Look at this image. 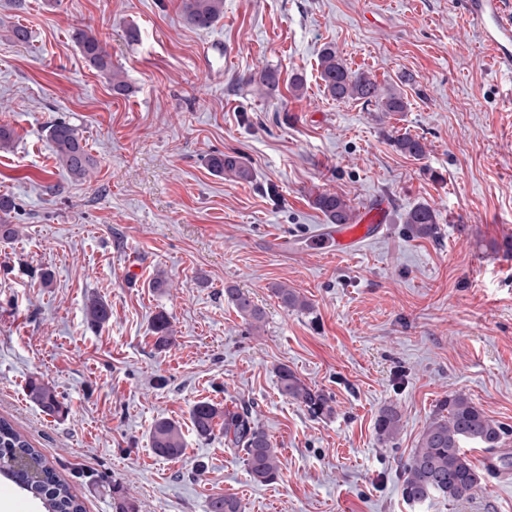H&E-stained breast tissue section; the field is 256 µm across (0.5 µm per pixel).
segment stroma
<instances>
[{"label":"stroma","instance_id":"obj_1","mask_svg":"<svg viewBox=\"0 0 512 512\" xmlns=\"http://www.w3.org/2000/svg\"><path fill=\"white\" fill-rule=\"evenodd\" d=\"M180 0H0V196L19 231L0 240V417L38 448L86 512H512V473L467 497L404 500L402 467L442 399L466 392L512 449V73L485 49L460 0H224L212 27L189 24ZM25 26L28 43L13 40ZM86 27L131 87L112 91L70 38ZM221 45L205 66L204 44ZM399 90L406 111L327 95L318 58ZM279 72L276 90L250 82ZM302 76L304 88L290 83ZM75 124L97 165L74 182L47 127ZM422 137L423 159L391 134ZM240 154L248 182L215 174L211 156ZM330 192L363 211L392 210L382 237L346 258L311 250ZM439 212L433 238L406 212ZM294 241L281 252L273 237ZM137 275H129V266ZM51 282H43V273ZM166 287H154L156 278ZM285 283L309 310L274 296ZM265 312L252 330L224 289ZM104 301L108 322L86 318ZM173 329L157 347L156 314ZM288 366L331 396L310 416L278 392ZM37 377L65 415L27 395ZM247 407L279 451L281 473L251 481L222 427L199 438L191 409ZM401 416L379 441L384 407ZM167 419L185 451L157 456ZM400 415L394 407H386L381 410L376 421V433L383 443L394 441L400 432Z\"/></svg>","mask_w":512,"mask_h":512}]
</instances>
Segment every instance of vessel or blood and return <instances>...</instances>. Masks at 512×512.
Segmentation results:
<instances>
[{
    "instance_id": "vessel-or-blood-1",
    "label": "vessel or blood",
    "mask_w": 512,
    "mask_h": 512,
    "mask_svg": "<svg viewBox=\"0 0 512 512\" xmlns=\"http://www.w3.org/2000/svg\"><path fill=\"white\" fill-rule=\"evenodd\" d=\"M469 19L481 31L483 42L501 69L512 73V10L505 0H465ZM389 199L376 198L355 224L321 226L311 242L314 251L354 254L362 244L379 238L386 228Z\"/></svg>"
}]
</instances>
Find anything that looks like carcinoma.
I'll list each match as a JSON object with an SVG mask.
<instances>
[{
  "label": "carcinoma",
  "mask_w": 512,
  "mask_h": 512,
  "mask_svg": "<svg viewBox=\"0 0 512 512\" xmlns=\"http://www.w3.org/2000/svg\"><path fill=\"white\" fill-rule=\"evenodd\" d=\"M181 10L187 21L197 28H209L224 15V0H181ZM71 39L90 66L106 75L112 91L124 95L129 85L121 72L112 69V61L102 40L89 28L76 27ZM320 76L327 93L336 100H361L364 105L375 104L383 112H403L407 102L396 89L380 88L368 74L350 70L336 54L327 47L318 59ZM249 81L270 89L278 85L276 70L265 68L250 75ZM48 138L54 155L62 169L75 181L84 180L96 166L95 160L86 150L76 126L65 120H56L48 126ZM396 150L413 159H421L426 153L422 138L407 132L392 139ZM210 168L233 179H251V169L236 153L217 154L210 159ZM313 204L331 224H353L356 220L354 208L334 193H319ZM407 229L417 237H433L438 233V213L431 206L421 203L412 207L405 216ZM273 293L281 303L293 311H305L309 303L297 291L279 284ZM227 296L238 313L255 328H260L264 310L239 288H226ZM91 323L101 325L109 320L106 304L91 300L87 305ZM156 343L166 346L171 342V323L162 313L156 315L152 324ZM278 387L282 396L303 406L313 416L330 410L331 398L324 392L310 387L295 372L283 366L278 371ZM28 395L44 410L63 412L54 388L32 379L28 383ZM223 418L224 437L232 449L244 455L251 479L260 484L272 483L279 477L280 459L268 435L251 420V412L244 408L219 410L208 401L196 403L191 418L197 434L208 437L212 434L217 418ZM401 429L398 411L389 406L381 410L376 421V433L383 443L394 441ZM505 427L489 418L462 391H456L439 403V407L427 423L418 443L405 465L402 475L401 493L411 502L420 503L434 496L448 502L458 501L481 484L482 473L467 456L465 448L493 450L501 447ZM153 451L161 456H181L184 442L177 424L161 420L154 424L150 433ZM0 476L19 479L31 499L37 502L42 512H84L79 498L72 493L68 483L59 479L41 452L34 448L26 436L10 421L0 417ZM209 512H241L239 501L231 496H216L209 502Z\"/></svg>",
  "instance_id": "1"
}]
</instances>
